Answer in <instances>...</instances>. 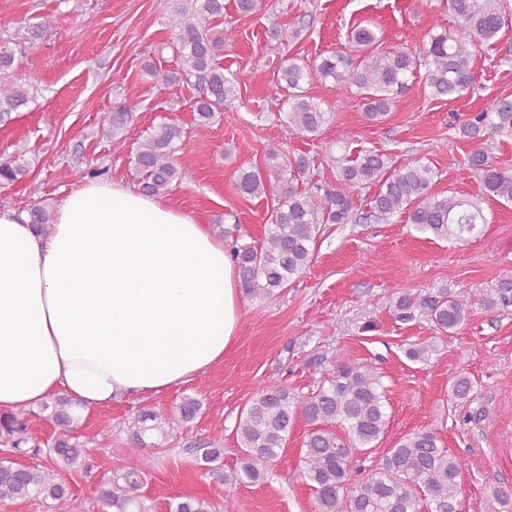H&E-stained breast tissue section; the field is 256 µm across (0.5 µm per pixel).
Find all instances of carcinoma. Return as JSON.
<instances>
[{"label": "carcinoma", "mask_w": 512, "mask_h": 512, "mask_svg": "<svg viewBox=\"0 0 512 512\" xmlns=\"http://www.w3.org/2000/svg\"><path fill=\"white\" fill-rule=\"evenodd\" d=\"M449 9L463 21L458 33L442 31L430 35L428 46L411 48L382 46L376 32L356 27L351 40L365 50L359 61L350 51L337 50L313 68L290 58L277 71L274 87L288 94L284 113L290 127L314 137L329 122L330 112L314 100L303 84L313 78L333 80L339 89H356L365 101V118L380 123L396 99L410 90V81L424 80L436 98L454 99L473 84L472 61L476 49L489 45L508 24L502 0H448ZM157 9L168 16L178 53V68L165 74L167 83L195 84L202 91L193 102L197 133L205 135L215 119L223 115L237 98L236 80L224 74L221 57L224 43L236 37L235 28L224 26V0H192L189 5L173 0H157ZM14 56L0 50V115L24 106L28 94L9 79ZM138 103L125 102L112 113L105 134L123 135ZM460 137L476 144L466 163L481 176L491 196L512 203V170L492 164L483 147L486 135L512 140V97L494 99L485 110L463 122ZM182 130L175 123H163L139 142L129 164L140 177L141 191L150 196L165 195L183 174L176 162L177 142ZM336 169L333 184L311 181L310 158L305 153L286 151L282 162L264 170L243 171L236 183L239 193L263 197L269 208L260 244H236L230 256L237 267L242 290L256 301L269 299L298 277L311 260L312 248L325 224H350L357 211L355 191L371 185L377 192L370 200L373 217L386 219L405 215L413 230L438 240L457 244L468 241L488 223L482 200L434 191L437 172L419 159L396 164L388 153L362 149L333 155ZM26 175L25 166L0 164V182L13 183ZM30 222L47 231L54 214L39 203L29 211ZM512 302V276L500 280L497 288L477 299L450 295L443 289L434 296L403 292L395 300L393 312L401 321H410L421 309L441 334L461 329L474 309L487 312ZM434 352L429 342L411 343L406 358L425 363ZM472 391L468 377L457 375L450 385L451 397L465 400ZM387 389L382 376L364 364L343 359L334 364L331 377L314 392L299 399L285 386L259 389L237 417L236 442L241 457L238 467L223 471L224 448L218 440L191 449L204 473L224 480L232 490L241 484L262 483L270 467L288 447L296 418L309 431L299 449V476L311 490L314 512H460L465 463L442 444L432 430L411 432L385 451L367 468L357 465L360 456H369L379 447L389 426L386 412ZM202 407L197 398L186 397L179 405L181 420L195 418ZM73 402L57 398L40 408L58 428V435L41 444L29 432L30 411H19L0 424V444L10 458L0 459V504L16 500L45 503L71 497L67 483L56 470L44 466H24L14 458L45 451L70 469L84 466L85 458L74 431ZM151 420L153 425L145 426ZM166 418L144 413L129 422L131 444L142 446V433L152 429L164 433ZM151 459L121 457L114 465L113 482L103 486L98 502L103 512H145L139 494ZM170 512H211L208 502L195 496L178 497Z\"/></svg>", "instance_id": "1"}]
</instances>
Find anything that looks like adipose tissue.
Here are the masks:
<instances>
[{"mask_svg": "<svg viewBox=\"0 0 512 512\" xmlns=\"http://www.w3.org/2000/svg\"><path fill=\"white\" fill-rule=\"evenodd\" d=\"M239 324L223 240L163 198L90 178L45 234L0 211L2 416L188 384L223 361Z\"/></svg>", "mask_w": 512, "mask_h": 512, "instance_id": "ef3b65f1", "label": "adipose tissue"}]
</instances>
